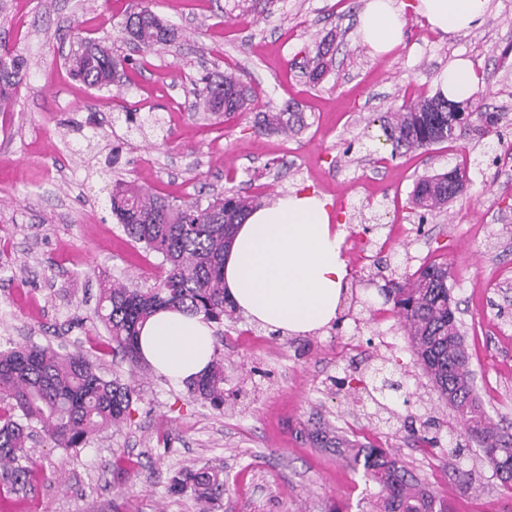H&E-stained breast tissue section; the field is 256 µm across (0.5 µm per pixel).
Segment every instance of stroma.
Wrapping results in <instances>:
<instances>
[{
	"instance_id": "35a3bbf8",
	"label": "stroma",
	"mask_w": 512,
	"mask_h": 512,
	"mask_svg": "<svg viewBox=\"0 0 512 512\" xmlns=\"http://www.w3.org/2000/svg\"><path fill=\"white\" fill-rule=\"evenodd\" d=\"M137 2L0 0V42L26 61L10 107L0 111V346L33 341L84 352L105 377L134 379L139 395L127 423L83 448L37 444L29 486L0 492V512H201L191 494L172 493L169 484L203 467L224 476L226 491L211 512H370L377 486L308 440L319 427L389 449L453 512H512V493L482 465L477 446L432 457L409 440L408 425L427 420L445 449L459 428L387 312L383 277L364 269L365 256L379 252L399 274L447 263L479 396L512 432V164L496 157L499 141L512 143V0H491L484 22L465 34L435 32L406 10L403 43L383 56L359 39L365 0H285L245 18L234 0H150L176 28V42L145 54L142 68L111 89L73 79L65 65L76 46L72 28L114 53H132L119 23ZM327 36L333 62L313 85L291 62ZM459 58L481 78L474 104L503 113L498 134L386 158L373 118L392 102L433 96L438 72ZM230 68L260 105L297 104L308 121L302 134L256 132L252 112L227 119L197 109L193 80ZM128 110L157 113L167 134L131 137L112 167L106 156L127 136ZM84 132L95 140L82 141ZM462 164L468 195L419 222L408 207L417 179ZM118 179L182 200L198 188L265 203L294 190L321 196L343 234L350 274L341 306L351 318L341 331L304 336H275L243 317L225 322L220 410L149 365L131 368L96 318L100 285L150 286L161 270L111 211ZM355 224L374 231L352 236ZM381 363L409 392L389 397L387 410L353 404L331 383ZM455 467L472 471L470 491L449 479Z\"/></svg>"
}]
</instances>
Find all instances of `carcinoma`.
I'll return each mask as SVG.
<instances>
[{
    "instance_id": "obj_1",
    "label": "carcinoma",
    "mask_w": 512,
    "mask_h": 512,
    "mask_svg": "<svg viewBox=\"0 0 512 512\" xmlns=\"http://www.w3.org/2000/svg\"><path fill=\"white\" fill-rule=\"evenodd\" d=\"M128 40L140 49L168 46L177 39L176 29L148 7L140 4L125 13L121 22ZM330 46L318 47L303 68L316 85L325 76ZM24 60L0 45V108L7 107L22 81ZM71 74L85 86L107 89L118 74L135 65L129 57L87 38L69 58ZM204 110L231 115L253 104L254 96L239 77L226 73L206 82L202 90ZM502 116L483 112L468 101L421 98L393 107L381 124L390 155L424 149L442 142H455L470 132L488 135L498 128ZM125 121L129 132L164 131L153 112H131ZM308 127L304 113L291 103L261 113L258 129L296 135ZM458 192L449 190L448 174L420 177L410 195L413 208L424 212L445 209L467 194L466 169L454 168ZM112 212L131 241L161 258L163 272L151 286H128L115 282L101 288L96 314L112 340V352L131 366L141 364L140 330L159 310L175 309L201 314L221 325L233 319L236 308L224 293V251L230 246L237 225L254 209L249 195H217L206 200L192 197L171 200L144 191L132 181L117 180L110 197ZM448 265H422L405 274L392 289L393 310L414 357L431 387L454 415L461 432L481 448V461L492 471L499 486L512 492V434L495 426L475 392L462 325L448 289ZM216 339L211 368L188 384L191 394L211 407L224 408V356ZM354 395H366L381 408L386 393H400L404 382L384 374L376 366L369 380L349 375L336 381ZM136 387L117 377L98 374L95 363L83 352L61 353L50 346L27 344L0 348V485L9 492L24 489L34 461L28 448L34 435L43 433L55 448L72 450L89 437L131 418ZM321 448L332 447L352 468L362 467L365 476L379 486L376 512H452L420 479L382 448H363L345 436L327 429L307 432ZM171 489L191 490L197 501L208 503L224 495L221 472L190 470L172 479Z\"/></svg>"
}]
</instances>
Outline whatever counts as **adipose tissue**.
<instances>
[{
  "instance_id": "adipose-tissue-1",
  "label": "adipose tissue",
  "mask_w": 512,
  "mask_h": 512,
  "mask_svg": "<svg viewBox=\"0 0 512 512\" xmlns=\"http://www.w3.org/2000/svg\"><path fill=\"white\" fill-rule=\"evenodd\" d=\"M490 0H416L413 9L432 29L455 34L479 27ZM406 18L401 0H367L358 29L361 43L384 54L403 41ZM445 99L466 101L478 90L467 61L457 60L436 77ZM342 238L333 229L325 201L291 192L259 206L236 229L224 257L229 300L263 327L307 334L336 318L349 270ZM214 327L203 316L161 310L143 325L139 345L145 361L171 382L187 384L208 371Z\"/></svg>"
}]
</instances>
